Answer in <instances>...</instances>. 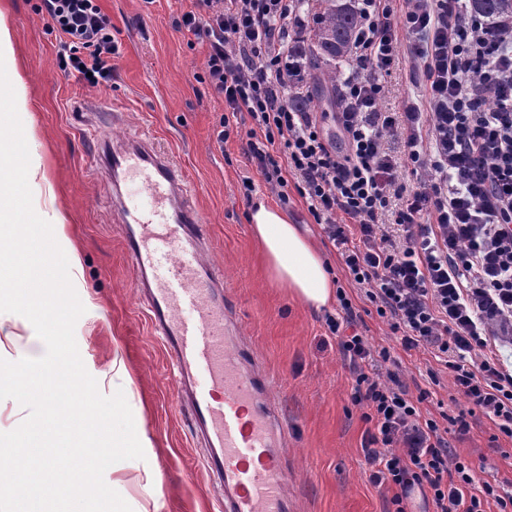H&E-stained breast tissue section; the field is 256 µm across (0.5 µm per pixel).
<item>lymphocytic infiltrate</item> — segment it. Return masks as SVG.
Segmentation results:
<instances>
[{
    "mask_svg": "<svg viewBox=\"0 0 512 512\" xmlns=\"http://www.w3.org/2000/svg\"><path fill=\"white\" fill-rule=\"evenodd\" d=\"M305 0H194L181 26L204 48L209 86L224 99L219 142L247 113L244 156L265 184L294 186L334 242L347 275L326 323L353 370L350 399L367 429L371 482L409 512L412 490L434 512H512V494L476 484L449 432L411 393L398 360L358 331L361 299L404 351L427 352L439 384L512 439V18L489 26L471 0H354L351 72L336 118L346 139L323 137L308 95ZM57 31L63 70L89 86L112 80V19L98 0H40ZM406 60L416 98L385 109V78Z\"/></svg>",
    "mask_w": 512,
    "mask_h": 512,
    "instance_id": "obj_1",
    "label": "lymphocytic infiltrate"
}]
</instances>
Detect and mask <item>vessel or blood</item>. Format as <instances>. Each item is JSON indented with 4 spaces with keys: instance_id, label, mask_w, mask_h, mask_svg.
Here are the masks:
<instances>
[{
    "instance_id": "obj_1",
    "label": "vessel or blood",
    "mask_w": 512,
    "mask_h": 512,
    "mask_svg": "<svg viewBox=\"0 0 512 512\" xmlns=\"http://www.w3.org/2000/svg\"><path fill=\"white\" fill-rule=\"evenodd\" d=\"M101 167L119 222L132 228L126 253L140 301L187 416L207 437L205 472L223 486L227 512H286L277 409L260 365L224 340V277L203 255L205 219L182 168L143 134L113 142Z\"/></svg>"
}]
</instances>
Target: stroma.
<instances>
[{
  "mask_svg": "<svg viewBox=\"0 0 512 512\" xmlns=\"http://www.w3.org/2000/svg\"><path fill=\"white\" fill-rule=\"evenodd\" d=\"M37 3L0 0L28 89L29 112L21 121L34 129L29 152L45 174L30 184L33 206L47 220L53 209L67 212L68 235L80 254L72 284L85 307L75 325L81 359L103 395L123 391L134 421L152 439L144 459L110 465L106 484L132 512H218L201 465L204 436L188 427L163 344L134 291L136 274L124 247L127 227L105 194L95 158L94 133L115 138L145 131L181 165L193 187L210 238L208 258L231 283L224 296L238 326L237 343L251 348L265 368L283 431L290 512H391L389 493L369 480L371 467L361 448L366 426L350 408L349 363L337 350L325 313L307 310L285 290L267 285L250 233L253 203L282 207L290 223L318 244L332 277L343 283L346 273L296 191L280 202L257 179L237 137L218 144L224 100L204 78L200 44L177 28L192 0H100L112 18L118 52L111 83L96 88L60 70L58 34L37 12ZM88 100L110 106L117 123L87 125L78 108ZM246 175L256 185L249 198L240 190ZM363 321L373 346L393 348L409 388L426 386L429 355L396 348L377 315ZM116 346L126 369L122 375L109 368ZM44 352L26 318L0 313V358L15 362ZM496 433L491 421L477 417L454 451L472 463L476 481L512 494V457L493 451Z\"/></svg>",
  "mask_w": 512,
  "mask_h": 512,
  "instance_id": "stroma-1",
  "label": "stroma"
}]
</instances>
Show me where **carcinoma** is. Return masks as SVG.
<instances>
[{
	"label": "carcinoma",
	"instance_id": "obj_1",
	"mask_svg": "<svg viewBox=\"0 0 512 512\" xmlns=\"http://www.w3.org/2000/svg\"><path fill=\"white\" fill-rule=\"evenodd\" d=\"M472 8L491 24L512 16V0H471ZM319 11L313 16V42L309 47L307 66L319 74L320 63L347 56L356 28V16L342 0H319Z\"/></svg>",
	"mask_w": 512,
	"mask_h": 512
}]
</instances>
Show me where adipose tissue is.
<instances>
[{
	"instance_id": "obj_1",
	"label": "adipose tissue",
	"mask_w": 512,
	"mask_h": 512,
	"mask_svg": "<svg viewBox=\"0 0 512 512\" xmlns=\"http://www.w3.org/2000/svg\"><path fill=\"white\" fill-rule=\"evenodd\" d=\"M8 71L7 93L16 111L29 109L27 87L14 59L11 30L0 15V71ZM251 234L259 244L271 285L287 289L306 308L328 309L336 299V285L329 276L319 248L304 237L287 214L260 202L250 212Z\"/></svg>"
}]
</instances>
